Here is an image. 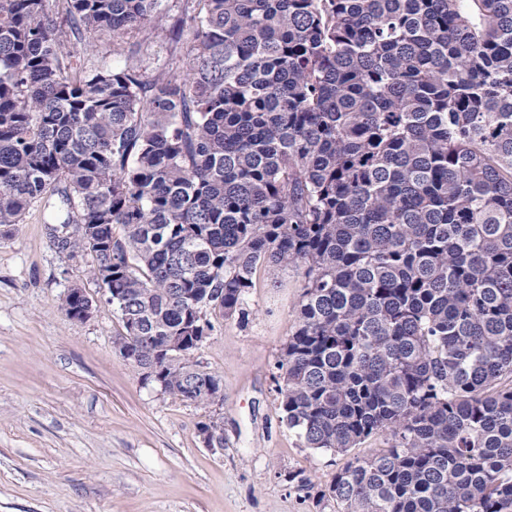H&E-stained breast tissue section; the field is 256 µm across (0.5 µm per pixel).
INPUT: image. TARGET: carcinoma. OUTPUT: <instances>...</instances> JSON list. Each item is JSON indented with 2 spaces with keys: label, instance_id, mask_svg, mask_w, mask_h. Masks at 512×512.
I'll return each mask as SVG.
<instances>
[{
  "label": "carcinoma",
  "instance_id": "obj_1",
  "mask_svg": "<svg viewBox=\"0 0 512 512\" xmlns=\"http://www.w3.org/2000/svg\"><path fill=\"white\" fill-rule=\"evenodd\" d=\"M161 0H0V227L112 289L124 358L224 401L193 337L304 269L274 377L339 512H512V0H195L182 75L88 67ZM91 302L75 286L65 312ZM174 336L176 348L166 349ZM90 43L92 50L90 55H86L83 51L85 45ZM77 53L84 54L95 67L109 69L112 67H119L124 63V55H117L113 51L112 36L106 34H86L85 40L82 44H78L75 48Z\"/></svg>",
  "mask_w": 512,
  "mask_h": 512
}]
</instances>
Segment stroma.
Returning <instances> with one entry per match:
<instances>
[{"mask_svg": "<svg viewBox=\"0 0 512 512\" xmlns=\"http://www.w3.org/2000/svg\"><path fill=\"white\" fill-rule=\"evenodd\" d=\"M132 42L148 73L186 59L164 24ZM85 266L51 246L40 207L0 234V512H336L317 492L346 457L303 447L274 391L301 269L257 267L247 318L215 321L195 358L221 376L224 399L202 406L171 398L119 355V314ZM76 285L94 301L84 321L59 308ZM212 420L223 447L201 440ZM295 472L311 488L288 481Z\"/></svg>", "mask_w": 512, "mask_h": 512, "instance_id": "obj_1", "label": "stroma"}]
</instances>
